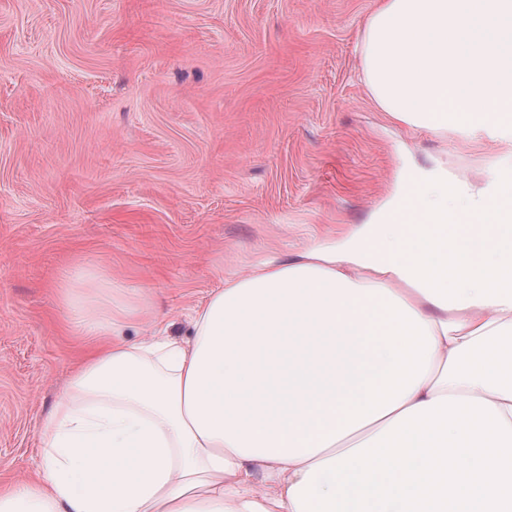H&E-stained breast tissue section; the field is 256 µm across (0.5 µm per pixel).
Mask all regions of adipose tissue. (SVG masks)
<instances>
[{
	"instance_id": "adipose-tissue-1",
	"label": "adipose tissue",
	"mask_w": 512,
	"mask_h": 512,
	"mask_svg": "<svg viewBox=\"0 0 512 512\" xmlns=\"http://www.w3.org/2000/svg\"><path fill=\"white\" fill-rule=\"evenodd\" d=\"M358 48L391 118L512 151V0H384ZM96 285H61L85 353L0 512H512V169L409 177L337 246L225 279L187 341Z\"/></svg>"
}]
</instances>
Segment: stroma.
<instances>
[{"instance_id": "obj_1", "label": "stroma", "mask_w": 512, "mask_h": 512, "mask_svg": "<svg viewBox=\"0 0 512 512\" xmlns=\"http://www.w3.org/2000/svg\"><path fill=\"white\" fill-rule=\"evenodd\" d=\"M379 0H0V484L39 466L80 356L58 299L102 273L192 308L370 221L411 172L483 183L498 143L412 134L359 80Z\"/></svg>"}]
</instances>
